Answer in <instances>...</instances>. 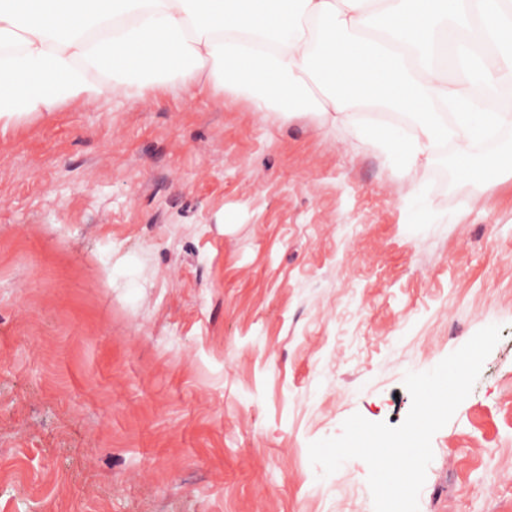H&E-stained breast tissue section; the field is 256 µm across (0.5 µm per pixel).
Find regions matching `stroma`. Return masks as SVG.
Masks as SVG:
<instances>
[{"label": "stroma", "instance_id": "stroma-1", "mask_svg": "<svg viewBox=\"0 0 512 512\" xmlns=\"http://www.w3.org/2000/svg\"><path fill=\"white\" fill-rule=\"evenodd\" d=\"M490 324L419 512H512V177L410 183L228 91L0 127V512H374L309 443Z\"/></svg>", "mask_w": 512, "mask_h": 512}]
</instances>
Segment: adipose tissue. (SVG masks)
Listing matches in <instances>:
<instances>
[{
	"instance_id": "obj_1",
	"label": "adipose tissue",
	"mask_w": 512,
	"mask_h": 512,
	"mask_svg": "<svg viewBox=\"0 0 512 512\" xmlns=\"http://www.w3.org/2000/svg\"><path fill=\"white\" fill-rule=\"evenodd\" d=\"M512 0H0V122L62 103L220 89L350 130L412 179L444 144L476 184L512 175Z\"/></svg>"
}]
</instances>
